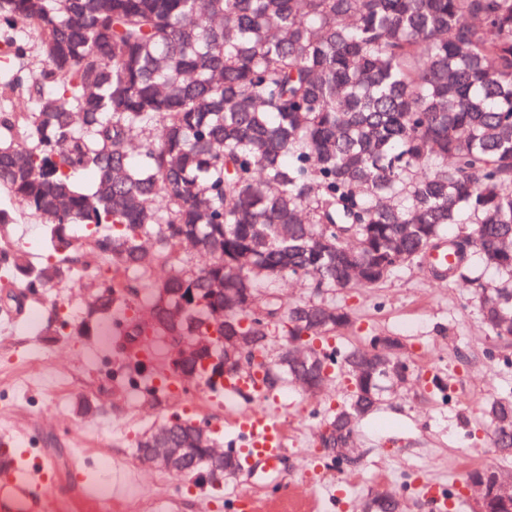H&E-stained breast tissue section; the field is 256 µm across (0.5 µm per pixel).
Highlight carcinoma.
<instances>
[{
    "label": "carcinoma",
    "mask_w": 512,
    "mask_h": 512,
    "mask_svg": "<svg viewBox=\"0 0 512 512\" xmlns=\"http://www.w3.org/2000/svg\"><path fill=\"white\" fill-rule=\"evenodd\" d=\"M0 44V189L46 224L50 253L34 265L14 248L0 206V278L33 294L94 268L108 291L49 334L110 317L145 348L185 336L222 357L207 344L230 324L255 338L250 357L316 347L325 382L359 383L324 421L347 411L351 439L387 380L371 350L332 343L346 308L287 304L277 282L376 285L446 245L458 260L431 280L483 298L490 335L512 341V0H0ZM241 288L282 317L231 303ZM137 359L113 378L165 400L163 372ZM287 386L244 394L261 406ZM483 415L511 456L512 399Z\"/></svg>",
    "instance_id": "obj_1"
}]
</instances>
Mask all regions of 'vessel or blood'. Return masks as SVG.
<instances>
[{"instance_id": "vessel-or-blood-1", "label": "vessel or blood", "mask_w": 512, "mask_h": 512, "mask_svg": "<svg viewBox=\"0 0 512 512\" xmlns=\"http://www.w3.org/2000/svg\"><path fill=\"white\" fill-rule=\"evenodd\" d=\"M238 428L242 448L253 464L271 466L284 455V435L280 424L264 412L241 414ZM29 481H13L0 486V512H36L38 503L29 492L30 480H44L41 462H33Z\"/></svg>"}]
</instances>
